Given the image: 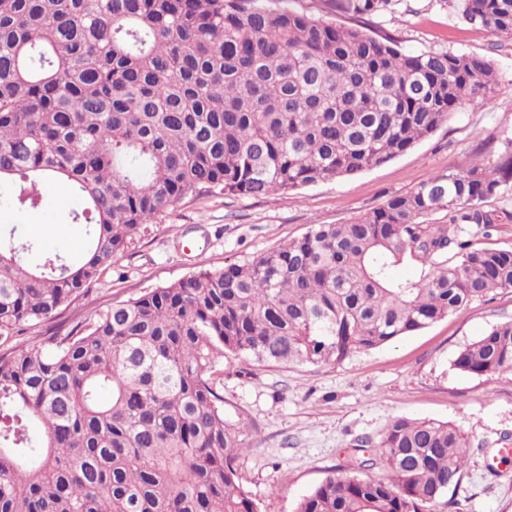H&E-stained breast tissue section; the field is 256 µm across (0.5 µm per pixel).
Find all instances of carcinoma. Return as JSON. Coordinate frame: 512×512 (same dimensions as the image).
Listing matches in <instances>:
<instances>
[{
  "label": "carcinoma",
  "mask_w": 512,
  "mask_h": 512,
  "mask_svg": "<svg viewBox=\"0 0 512 512\" xmlns=\"http://www.w3.org/2000/svg\"><path fill=\"white\" fill-rule=\"evenodd\" d=\"M354 17L399 0H336ZM512 41V0H448ZM479 55L393 40L260 0H0V203L69 184L85 253L67 260L0 226V512H258L240 487L241 431L212 379L220 348L267 364L341 363L512 288V250L471 237L512 200V141L346 224L116 303L40 347L54 318L165 209L203 190L265 196L411 150L495 93ZM414 260L418 280H396ZM459 372L512 370V322L464 345ZM387 475L311 488L294 512H432L466 465L448 422L392 420Z\"/></svg>",
  "instance_id": "obj_1"
}]
</instances>
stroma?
<instances>
[{
  "mask_svg": "<svg viewBox=\"0 0 512 512\" xmlns=\"http://www.w3.org/2000/svg\"><path fill=\"white\" fill-rule=\"evenodd\" d=\"M410 53L451 51L487 57L499 85L479 105L462 106L434 134L394 160L356 175L261 197L210 193L165 210L141 237L101 272L86 296L22 339L41 345L49 330L68 332L112 304L185 279L202 269L253 258L300 237L316 224H343L379 207L388 196L414 189L432 175L472 159H496L512 139V42L463 25L448 0H401L394 11L363 26ZM50 204L19 212L0 206V224L31 237L47 225L44 246L66 256L83 247L80 225L68 214L80 197L63 183L48 190ZM512 320V289L491 293L429 327L340 363L271 365L220 351L215 387L224 416L243 428L238 459L242 488L259 512H293L310 488L345 474L358 441L378 440L398 417L450 422L467 441V462L434 512H512V461L493 460L512 448V370L473 377L453 369L467 343Z\"/></svg>",
  "mask_w": 512,
  "mask_h": 512,
  "instance_id": "obj_1",
  "label": "stroma"
}]
</instances>
